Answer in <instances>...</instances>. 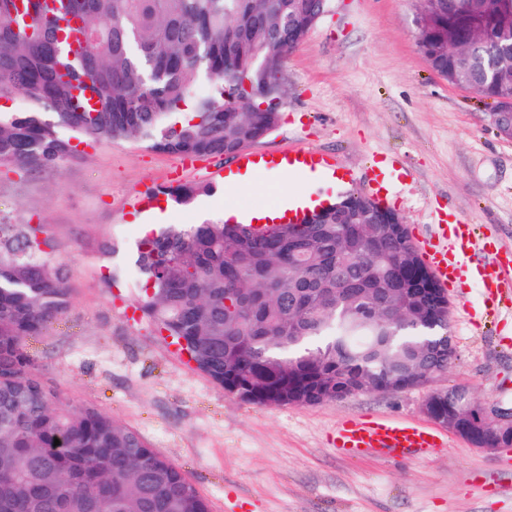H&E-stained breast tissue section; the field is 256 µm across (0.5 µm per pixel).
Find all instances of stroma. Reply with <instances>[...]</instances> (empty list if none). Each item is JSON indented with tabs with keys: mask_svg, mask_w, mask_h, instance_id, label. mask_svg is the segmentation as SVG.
<instances>
[{
	"mask_svg": "<svg viewBox=\"0 0 512 512\" xmlns=\"http://www.w3.org/2000/svg\"><path fill=\"white\" fill-rule=\"evenodd\" d=\"M421 0H328L324 16L283 65L280 124L251 151L308 146L341 181L266 171L237 190L255 197L278 182L334 200L357 191L396 211L410 236L439 221L473 224L512 265V140L493 105L448 84L426 63L415 18ZM127 139L79 144L60 171L0 166V215L50 225L70 274L73 304L26 349L54 386L140 432L181 467L209 512H512V450L490 454L443 431L426 458H350L334 445L355 415L430 424L438 389L464 386L484 403L512 402V310L492 307L461 273L448 291L458 360L435 380L398 392L355 393L317 406H258L215 384L132 315L134 218L200 224L226 197L206 171ZM195 188L177 201L173 193ZM125 275L111 282L115 266Z\"/></svg>",
	"mask_w": 512,
	"mask_h": 512,
	"instance_id": "35a3bbf8",
	"label": "stroma"
}]
</instances>
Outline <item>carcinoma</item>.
Masks as SVG:
<instances>
[{"mask_svg": "<svg viewBox=\"0 0 512 512\" xmlns=\"http://www.w3.org/2000/svg\"><path fill=\"white\" fill-rule=\"evenodd\" d=\"M0 0V162L62 167L77 133L128 139L162 154L222 161L270 134L281 61L320 18V0H66L83 23L69 59L31 2L14 28ZM420 51L451 85L512 96V0H426ZM209 91L180 111L189 89ZM321 224H163L134 265L137 310L195 368L258 405H320L359 392L426 384L457 360L448 321L406 226L368 251L381 212L348 192ZM73 303L51 227L0 218V512H209L185 472L147 439L44 381L25 342ZM478 401L453 386L434 414L465 426ZM59 445H54V440Z\"/></svg>", "mask_w": 512, "mask_h": 512, "instance_id": "obj_1", "label": "carcinoma"}]
</instances>
